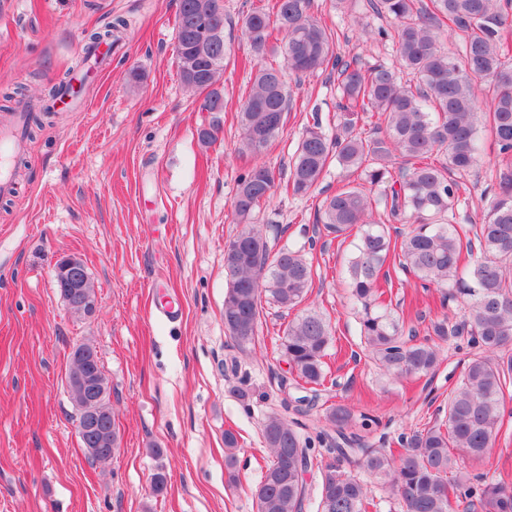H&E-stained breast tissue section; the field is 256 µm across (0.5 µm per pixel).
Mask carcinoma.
<instances>
[{
	"label": "carcinoma",
	"mask_w": 512,
	"mask_h": 512,
	"mask_svg": "<svg viewBox=\"0 0 512 512\" xmlns=\"http://www.w3.org/2000/svg\"><path fill=\"white\" fill-rule=\"evenodd\" d=\"M391 19L396 64L363 67L335 54V33L312 16L313 0H275L242 19L255 75L241 93L238 121L243 150L254 162L240 175L231 203L241 225L224 249L232 280L224 296V328L242 351L255 343L262 300L283 311L300 306L313 283V259L305 246L279 247L267 229L254 223L261 203L277 193L274 171L259 161L284 131L291 111L285 76L318 70L337 73L340 91L336 129L327 135L319 121L306 127L289 161L285 191L303 195L316 188L331 164L345 176L360 173L327 196L321 224L334 238L356 234L354 251L341 273L358 312L359 335L369 355L390 378L427 375L439 364L442 344L464 338L476 350L448 393L439 423L402 432L399 451L375 448L366 434L378 425L344 404L325 409L327 427L311 435L305 424L273 412L262 423L271 458L256 488L257 512H304L310 500L305 475L321 447L330 462L319 468L318 512H368L376 506L368 484L376 483L397 500L401 512H512V489L488 472L473 474L470 464L484 459L498 441L505 415L504 388L512 380V0H369ZM119 19L89 38L88 52L117 39ZM224 29L218 0H180L176 15V61L183 85L205 93L198 110L213 114L199 140H215L224 112V90L216 83L229 47L212 32ZM459 34L463 52L442 49L448 32ZM279 55L282 63L267 61ZM492 85L483 101L479 82ZM377 116L373 133L359 122ZM485 117L498 148L496 188L483 220L466 230L449 216L461 205L455 174L479 164L483 150L479 117ZM445 157L447 162L439 161ZM387 209L410 228L391 238L375 213ZM411 274L422 287L440 293L441 306L462 300L468 314H447L431 325L422 341L406 330L404 311L378 301V282L388 265ZM96 292L87 282L83 297L70 307L93 314ZM329 320L307 309L279 337L282 360L296 374L297 387L318 397L324 385L325 357L331 343ZM86 374L109 392L98 355L73 361L70 398L81 409L83 395L73 380ZM238 439L224 431L225 465L233 472Z\"/></svg>",
	"instance_id": "cac0c4a2"
}]
</instances>
